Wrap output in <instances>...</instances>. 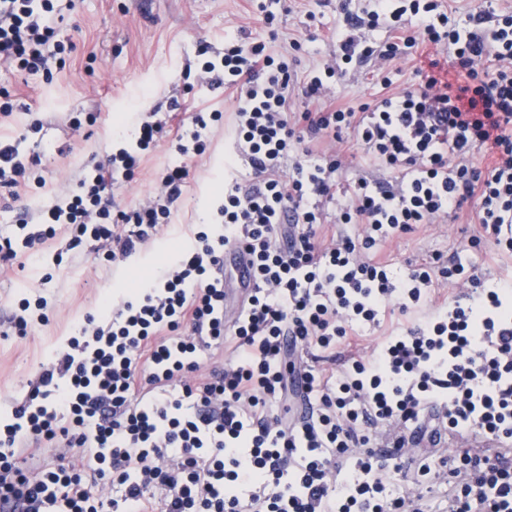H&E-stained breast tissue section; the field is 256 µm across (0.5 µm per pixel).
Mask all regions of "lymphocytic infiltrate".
Masks as SVG:
<instances>
[{
    "mask_svg": "<svg viewBox=\"0 0 512 512\" xmlns=\"http://www.w3.org/2000/svg\"><path fill=\"white\" fill-rule=\"evenodd\" d=\"M73 8L0 0V62L51 77L74 49L59 37ZM335 44V61L301 81L262 43L199 48L201 87L235 101L216 222L197 225L193 245L108 322L87 317L31 382L0 428V512H429L425 491L444 472L449 512H512V282L487 281L481 266L439 249L399 276L377 256L395 234L462 216L475 227L469 248L512 256V11L491 0L457 15L438 0H367L343 7ZM424 48L432 57L416 82L393 91L391 62ZM371 68L382 95L337 104L332 84ZM296 90L316 111H293ZM132 118V143L75 190L17 214L15 233L0 236V273L61 224L71 229L63 250L85 244L116 267L170 224L187 162L206 152L223 114L194 112L171 138L162 122ZM351 132L386 180L338 186ZM166 140L177 163L145 200L115 208L113 185L132 181ZM478 150L488 154L482 169ZM37 163L0 141V193L17 199ZM230 245L253 270L237 304ZM429 303L422 322L359 353L364 330ZM342 347L351 354L337 369L299 361L304 350ZM221 348L230 358L201 377L202 356ZM290 396L307 413L282 412ZM417 427L465 446L415 454ZM40 440L80 455L30 475L19 454Z\"/></svg>",
    "mask_w": 512,
    "mask_h": 512,
    "instance_id": "f902f5d3",
    "label": "lymphocytic infiltrate"
}]
</instances>
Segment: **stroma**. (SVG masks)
Returning <instances> with one entry per match:
<instances>
[{
  "label": "stroma",
  "instance_id": "1",
  "mask_svg": "<svg viewBox=\"0 0 512 512\" xmlns=\"http://www.w3.org/2000/svg\"><path fill=\"white\" fill-rule=\"evenodd\" d=\"M345 0H77L61 34L75 44L52 80L28 76L0 64V88L14 104L11 118L0 121V139L19 142L21 151L42 159L44 187L23 191L16 210L75 188L85 167L102 164L114 132L130 135L129 110L156 113L169 130L186 122L199 106L224 113L206 153L189 165V178L171 225L137 253L127 267L103 265L93 252L76 249L61 255L57 240L32 257H21L8 278L0 280V420L11 417L29 383L49 362L86 316L108 317L106 297L115 289L140 287L143 275L168 259L171 242L188 241L196 224L209 215L224 185V156L234 145V101L229 93L197 85L200 45L218 52L225 38L263 42L270 49L294 53L298 75H306L334 54L332 33ZM277 14L275 28L262 19L263 10ZM178 109H170L171 100ZM94 113L96 122L74 134L73 110ZM43 122L41 132L28 129ZM177 157L169 146L151 153L136 179L117 183L114 200L129 207L153 190L159 174ZM471 228L464 220L428 224L392 237L383 252L394 271L405 273L424 264L436 249L458 247ZM46 298V324L17 335L11 317L19 293Z\"/></svg>",
  "mask_w": 512,
  "mask_h": 512
}]
</instances>
